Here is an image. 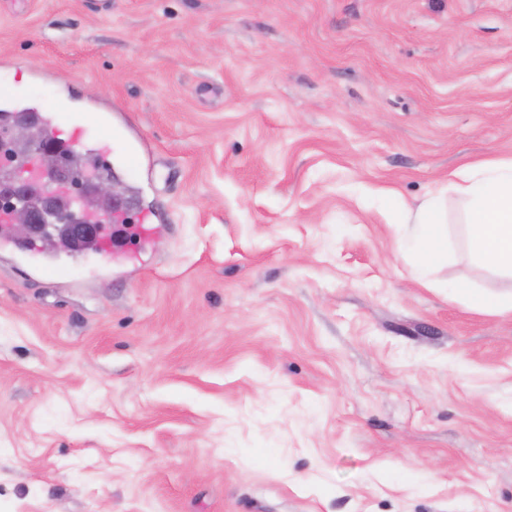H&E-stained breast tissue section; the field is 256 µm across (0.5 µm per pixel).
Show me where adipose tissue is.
Returning a JSON list of instances; mask_svg holds the SVG:
<instances>
[{
	"label": "adipose tissue",
	"mask_w": 512,
	"mask_h": 512,
	"mask_svg": "<svg viewBox=\"0 0 512 512\" xmlns=\"http://www.w3.org/2000/svg\"><path fill=\"white\" fill-rule=\"evenodd\" d=\"M468 206L467 235L477 264L512 278V159H491L473 166L470 177L454 183ZM410 249L418 280L448 258V225L441 202L429 199L408 210Z\"/></svg>",
	"instance_id": "1"
}]
</instances>
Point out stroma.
I'll return each mask as SVG.
<instances>
[{
    "label": "stroma",
    "instance_id": "35a3bbf8",
    "mask_svg": "<svg viewBox=\"0 0 512 512\" xmlns=\"http://www.w3.org/2000/svg\"><path fill=\"white\" fill-rule=\"evenodd\" d=\"M147 241L0 246V512H512V292L448 174L512 158V0H0V109ZM443 195L420 285L405 207ZM28 117L29 116L19 115L16 118L12 119L9 125L10 126L19 125V126H15V127L8 129L9 137L14 139L15 143L22 144L20 146L23 148V153L24 152L27 153L30 150V148L32 147V145H34L36 143L43 142V141H54L51 138V136L47 130V129H49V130L52 129V126H53V117L52 116L43 115L40 117L42 124L47 129L40 126L39 124H36V125L19 124V123L25 122L28 119ZM22 126L27 127L28 137L24 141H19V140L26 138V136H27V130L25 127H22ZM474 305L482 311L500 312L505 309L512 310V294L511 301L500 294H471Z\"/></svg>",
    "mask_w": 512,
    "mask_h": 512
}]
</instances>
